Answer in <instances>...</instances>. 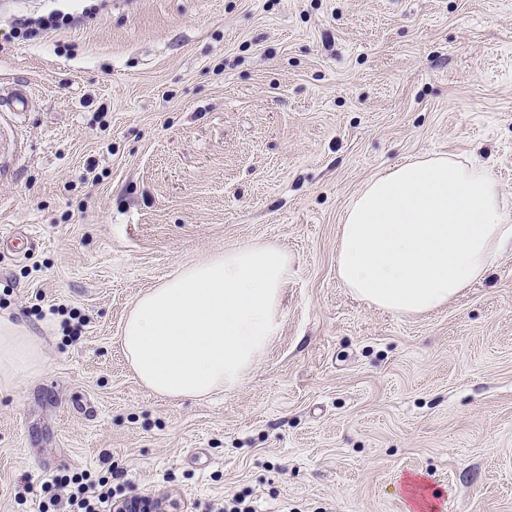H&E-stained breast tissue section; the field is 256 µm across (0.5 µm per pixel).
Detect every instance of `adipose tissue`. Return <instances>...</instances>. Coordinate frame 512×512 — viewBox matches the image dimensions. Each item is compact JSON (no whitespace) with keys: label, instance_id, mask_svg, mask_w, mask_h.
Masks as SVG:
<instances>
[{"label":"adipose tissue","instance_id":"obj_1","mask_svg":"<svg viewBox=\"0 0 512 512\" xmlns=\"http://www.w3.org/2000/svg\"><path fill=\"white\" fill-rule=\"evenodd\" d=\"M512 240V211L485 167L445 155L412 158L371 178L339 228L337 272L369 304L401 315L445 308L484 278ZM290 259L255 241L182 266L140 293L121 342L139 382L170 399L240 386L281 322ZM41 368L39 338L0 317V385Z\"/></svg>","mask_w":512,"mask_h":512}]
</instances>
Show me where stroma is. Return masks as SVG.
Returning <instances> with one entry per match:
<instances>
[{
	"mask_svg": "<svg viewBox=\"0 0 512 512\" xmlns=\"http://www.w3.org/2000/svg\"><path fill=\"white\" fill-rule=\"evenodd\" d=\"M0 0V316L40 339L0 387V512L62 471L210 512H512V248L417 316L336 275L344 210L409 156L512 206V0ZM74 24L13 42L15 19ZM253 241L291 265L238 389L172 400L121 344L144 290Z\"/></svg>",
	"mask_w": 512,
	"mask_h": 512,
	"instance_id": "35a3bbf8",
	"label": "stroma"
}]
</instances>
